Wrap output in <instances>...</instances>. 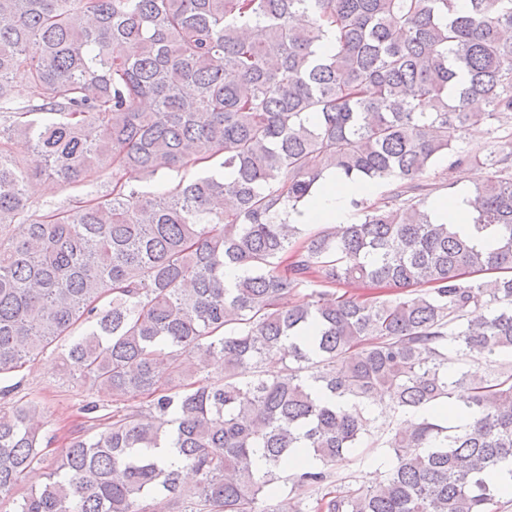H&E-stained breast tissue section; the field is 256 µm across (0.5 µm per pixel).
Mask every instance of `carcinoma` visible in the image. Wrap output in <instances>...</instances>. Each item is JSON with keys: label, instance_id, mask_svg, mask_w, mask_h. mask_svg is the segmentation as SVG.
Instances as JSON below:
<instances>
[{"label": "carcinoma", "instance_id": "carcinoma-1", "mask_svg": "<svg viewBox=\"0 0 512 512\" xmlns=\"http://www.w3.org/2000/svg\"><path fill=\"white\" fill-rule=\"evenodd\" d=\"M19 141L111 189L37 213ZM445 160L485 171L467 231L433 216ZM329 171L390 190L342 228L290 223ZM5 235L0 395L53 347L118 403L52 458L36 401L0 410L11 512H488L512 488V0H0ZM362 445L390 450L383 481L337 483ZM301 448L315 464L281 470Z\"/></svg>", "mask_w": 512, "mask_h": 512}]
</instances>
